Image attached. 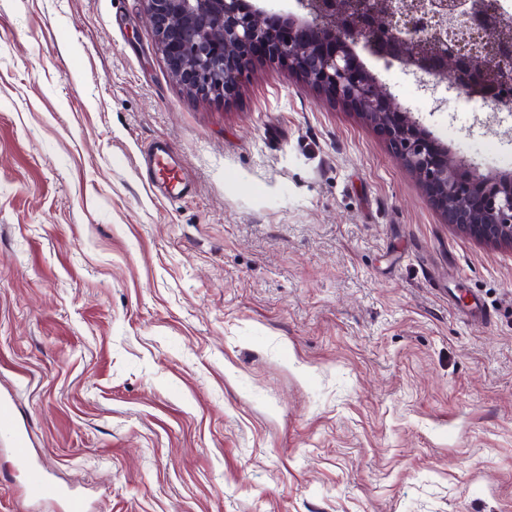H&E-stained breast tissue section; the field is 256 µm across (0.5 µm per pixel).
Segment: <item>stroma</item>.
Masks as SVG:
<instances>
[{
	"instance_id": "obj_1",
	"label": "stroma",
	"mask_w": 512,
	"mask_h": 512,
	"mask_svg": "<svg viewBox=\"0 0 512 512\" xmlns=\"http://www.w3.org/2000/svg\"><path fill=\"white\" fill-rule=\"evenodd\" d=\"M359 58L512 172V114ZM1 396L52 486L0 439V512H512V248L288 67L205 99L143 0H0ZM142 159L147 163L152 182L148 183L150 190L156 191L170 200H178L190 193L187 184L181 182L174 166L171 165L170 151L166 144L152 146Z\"/></svg>"
}]
</instances>
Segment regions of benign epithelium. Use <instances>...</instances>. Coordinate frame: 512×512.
Listing matches in <instances>:
<instances>
[{
	"label": "benign epithelium",
	"mask_w": 512,
	"mask_h": 512,
	"mask_svg": "<svg viewBox=\"0 0 512 512\" xmlns=\"http://www.w3.org/2000/svg\"><path fill=\"white\" fill-rule=\"evenodd\" d=\"M158 45L178 83L205 98L236 96L251 49L266 48L336 100L362 111L393 153L424 184L448 223L512 247V176L483 175L466 156L453 160L418 118L377 91L357 45L386 67L449 82L468 99L512 109V17L491 0H297L304 17L250 0H143Z\"/></svg>",
	"instance_id": "1"
}]
</instances>
